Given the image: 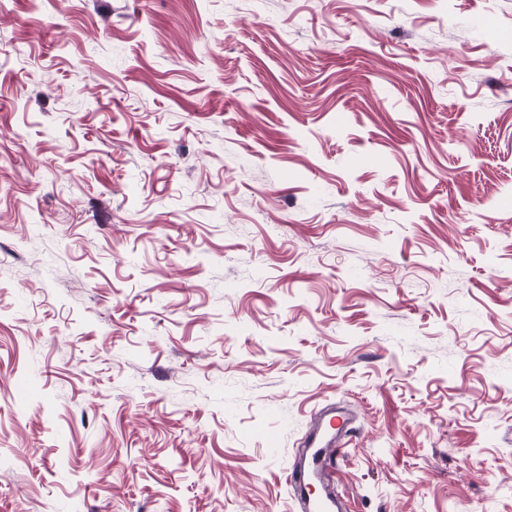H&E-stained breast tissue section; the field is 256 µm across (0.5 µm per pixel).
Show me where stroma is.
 Wrapping results in <instances>:
<instances>
[{
  "mask_svg": "<svg viewBox=\"0 0 512 512\" xmlns=\"http://www.w3.org/2000/svg\"><path fill=\"white\" fill-rule=\"evenodd\" d=\"M508 197L512 0H0V512H512ZM335 411L334 406L321 409L316 413L313 425L309 434V446L312 448H320L315 450L306 464L298 470H292L286 478L288 484H291L295 493L296 509L301 512H335L340 511L341 506L334 493V477L331 470L332 457L336 452V457L340 452V448L344 445L341 439L336 440V448H323L330 443V440L324 444L320 440H316L318 433L322 428L324 419ZM323 444V445H322ZM304 482H317L325 492L324 496L311 499L306 496L302 486Z\"/></svg>",
  "mask_w": 512,
  "mask_h": 512,
  "instance_id": "obj_1",
  "label": "stroma"
}]
</instances>
